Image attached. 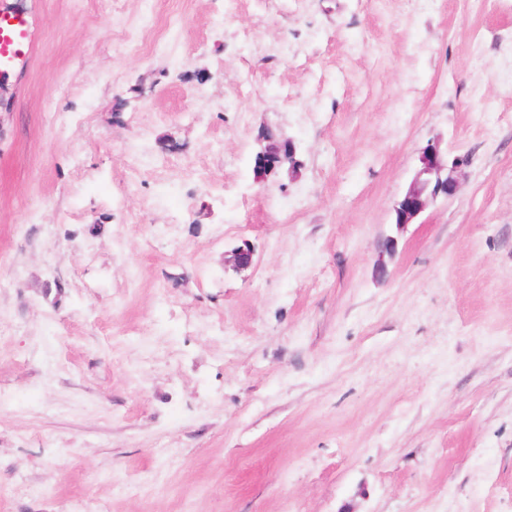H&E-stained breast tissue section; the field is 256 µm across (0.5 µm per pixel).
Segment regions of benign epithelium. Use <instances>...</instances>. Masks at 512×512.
Listing matches in <instances>:
<instances>
[{
  "instance_id": "1",
  "label": "benign epithelium",
  "mask_w": 512,
  "mask_h": 512,
  "mask_svg": "<svg viewBox=\"0 0 512 512\" xmlns=\"http://www.w3.org/2000/svg\"><path fill=\"white\" fill-rule=\"evenodd\" d=\"M256 141L259 146L254 156V175L257 180L265 181L296 164L294 141L284 133L264 126L258 131ZM462 164L461 158L448 162L439 144L427 145L420 156V167L414 178L393 207L394 224H411L438 198L455 195L459 182L452 171ZM253 262L254 251L249 245L236 248L233 254L235 268L244 270L251 267Z\"/></svg>"
}]
</instances>
